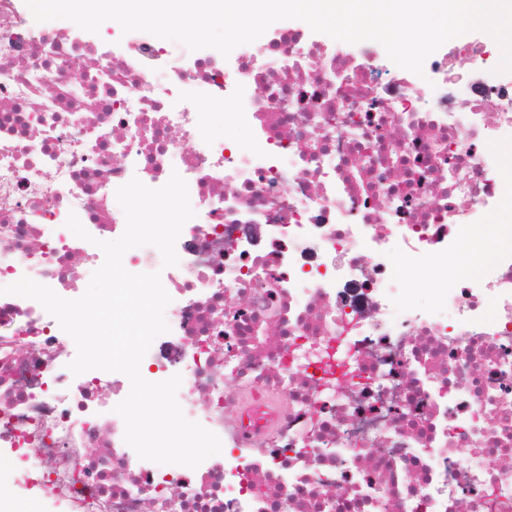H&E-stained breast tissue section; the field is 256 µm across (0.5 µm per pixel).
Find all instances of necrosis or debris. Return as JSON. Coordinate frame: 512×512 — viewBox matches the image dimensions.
<instances>
[{
    "instance_id": "1",
    "label": "necrosis or debris",
    "mask_w": 512,
    "mask_h": 512,
    "mask_svg": "<svg viewBox=\"0 0 512 512\" xmlns=\"http://www.w3.org/2000/svg\"><path fill=\"white\" fill-rule=\"evenodd\" d=\"M102 43L0 0V285L79 298L125 229L117 188L179 173L178 265L151 246L123 265L172 298L142 376L181 375L185 417L222 450L140 459L114 411L128 378L73 375L56 319L0 295V512H512V244L420 302L395 274L447 268L512 187L492 39L446 42L420 76L307 27L226 58ZM198 96L250 139L207 136Z\"/></svg>"
}]
</instances>
